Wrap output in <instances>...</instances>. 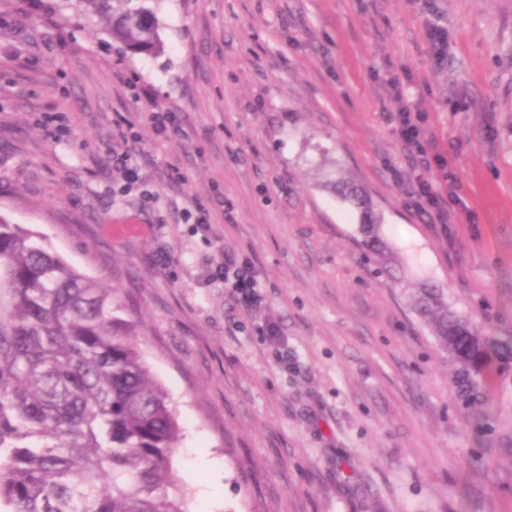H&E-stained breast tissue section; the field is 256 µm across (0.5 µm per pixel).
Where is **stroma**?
<instances>
[{
	"label": "stroma",
	"mask_w": 512,
	"mask_h": 512,
	"mask_svg": "<svg viewBox=\"0 0 512 512\" xmlns=\"http://www.w3.org/2000/svg\"><path fill=\"white\" fill-rule=\"evenodd\" d=\"M52 4L0 0V215L137 318L190 512H512V362L472 413L413 311L429 280L512 334V0H157L158 55ZM394 82L448 155L447 223L409 198L442 177L394 134ZM340 181L371 197L386 256ZM228 256L257 302L212 279ZM147 119L151 125L152 130L157 136L167 139L171 134L176 133V120L172 113L164 110L156 109L149 112Z\"/></svg>",
	"instance_id": "stroma-1"
}]
</instances>
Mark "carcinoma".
Instances as JSON below:
<instances>
[{
	"instance_id": "cac0c4a2",
	"label": "carcinoma",
	"mask_w": 512,
	"mask_h": 512,
	"mask_svg": "<svg viewBox=\"0 0 512 512\" xmlns=\"http://www.w3.org/2000/svg\"><path fill=\"white\" fill-rule=\"evenodd\" d=\"M152 2L77 5L125 49L157 55ZM338 191L367 216L366 247L385 253L369 198L349 183ZM121 309L114 289L0 215V512H189L172 467L177 420ZM414 311L456 362L457 395L471 405L492 363L512 360V335H481L432 283Z\"/></svg>"
}]
</instances>
